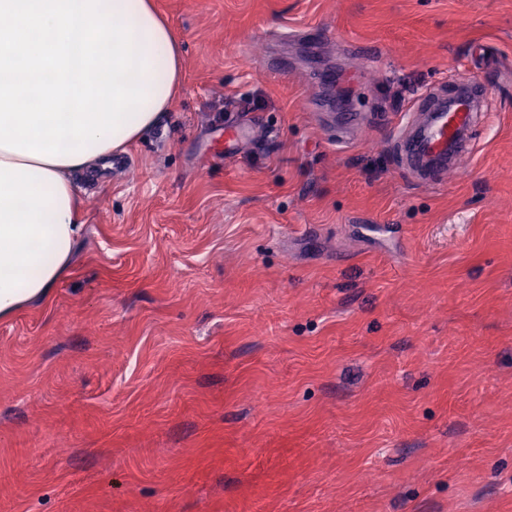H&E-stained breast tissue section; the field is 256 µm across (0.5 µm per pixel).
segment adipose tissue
<instances>
[{
	"label": "adipose tissue",
	"mask_w": 512,
	"mask_h": 512,
	"mask_svg": "<svg viewBox=\"0 0 512 512\" xmlns=\"http://www.w3.org/2000/svg\"><path fill=\"white\" fill-rule=\"evenodd\" d=\"M123 10L150 68L148 94L137 120L97 143L85 156L47 161L0 148V321L27 303L49 298L70 269L83 232L81 198L73 174L111 159L155 127L182 85L183 51L153 0H112Z\"/></svg>",
	"instance_id": "ef3b65f1"
}]
</instances>
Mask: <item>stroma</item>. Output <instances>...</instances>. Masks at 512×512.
<instances>
[{
    "mask_svg": "<svg viewBox=\"0 0 512 512\" xmlns=\"http://www.w3.org/2000/svg\"><path fill=\"white\" fill-rule=\"evenodd\" d=\"M155 6L182 89L0 322V512H512V0ZM474 79L465 163L405 172L399 114Z\"/></svg>",
    "mask_w": 512,
    "mask_h": 512,
    "instance_id": "stroma-1",
    "label": "stroma"
}]
</instances>
